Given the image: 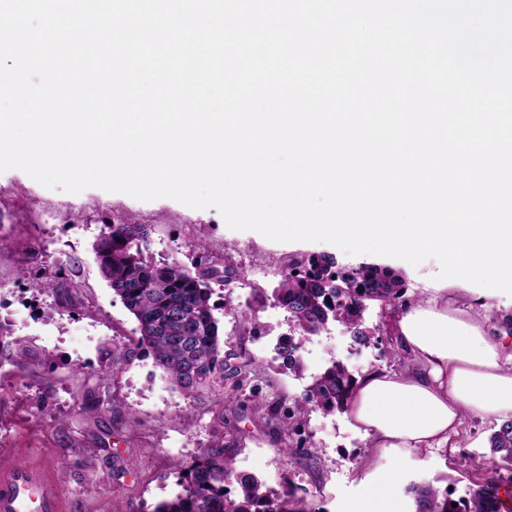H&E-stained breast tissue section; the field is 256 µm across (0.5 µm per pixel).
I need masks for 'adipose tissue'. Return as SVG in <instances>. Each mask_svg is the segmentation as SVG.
Wrapping results in <instances>:
<instances>
[{
	"instance_id": "obj_1",
	"label": "adipose tissue",
	"mask_w": 512,
	"mask_h": 512,
	"mask_svg": "<svg viewBox=\"0 0 512 512\" xmlns=\"http://www.w3.org/2000/svg\"><path fill=\"white\" fill-rule=\"evenodd\" d=\"M389 325L402 368L364 371L347 404L350 426L373 448L361 479L372 512H391L377 481L379 462L450 446L470 416L512 420V353L484 317L442 294L405 301Z\"/></svg>"
}]
</instances>
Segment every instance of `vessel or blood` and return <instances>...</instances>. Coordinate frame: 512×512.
<instances>
[{
  "label": "vessel or blood",
  "mask_w": 512,
  "mask_h": 512,
  "mask_svg": "<svg viewBox=\"0 0 512 512\" xmlns=\"http://www.w3.org/2000/svg\"><path fill=\"white\" fill-rule=\"evenodd\" d=\"M62 494L44 468L24 465L0 475V512H62Z\"/></svg>",
  "instance_id": "obj_1"
}]
</instances>
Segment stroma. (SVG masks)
Here are the masks:
<instances>
[{"label":"stroma","instance_id":"stroma-1","mask_svg":"<svg viewBox=\"0 0 512 512\" xmlns=\"http://www.w3.org/2000/svg\"><path fill=\"white\" fill-rule=\"evenodd\" d=\"M147 224L141 250L154 263H226L240 268L230 283L213 282V299L231 296L246 304L255 291L267 301L257 317L259 332L244 329L231 312L216 311L224 340V379L193 394L177 389L138 356L113 366L116 346L137 337V322L104 280L96 241L109 225ZM0 316L11 320L14 340L28 346L23 359L0 355V471L17 464L43 465L65 500V512H151L172 498L181 473L205 448L220 445L237 472L274 489H296L292 512H369L359 475L370 441L354 431L345 412L309 410L299 424L285 422L288 410L313 379L335 360L354 375L369 368L400 365L388 311L368 304L361 328L368 344L354 342L345 325L329 322L307 337L299 351L300 371L281 367L275 346L294 333L288 313L274 300L292 256H333L337 270L375 263L403 280L406 299L429 296L436 260L419 265L389 257L349 255L325 242H275L254 231L229 229L213 208L193 209L175 200L140 201L122 193L88 188L78 194L48 189L25 172L0 173ZM51 240L54 254L38 274L28 271L31 248ZM68 290L57 301L42 284ZM449 295L473 313L498 323L512 316V296L482 287H459ZM494 422L468 417L456 448L392 463L387 495L397 512H412L406 491L428 481L440 497L464 500L474 482L496 470L489 438Z\"/></svg>","mask_w":512,"mask_h":512}]
</instances>
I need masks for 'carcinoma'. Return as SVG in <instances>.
<instances>
[{"label": "carcinoma", "instance_id": "obj_1", "mask_svg": "<svg viewBox=\"0 0 512 512\" xmlns=\"http://www.w3.org/2000/svg\"><path fill=\"white\" fill-rule=\"evenodd\" d=\"M149 235L147 224H112L96 244L101 272L113 292L137 322L139 336L117 349L116 360L130 361L143 353L182 390L191 393L224 379V340L214 315L209 282L220 276L228 283L238 275L226 266L219 270L201 264L156 265L146 260L139 243ZM329 255L292 257L288 273L274 295L288 311L290 320L303 333L314 335L331 321L351 326L356 341L365 343L361 329L362 303L383 306L401 303L404 289L398 276L385 267L360 265L344 272L334 270ZM298 345L286 335L276 345L277 358L288 370L299 367ZM355 376L334 362L307 387L293 413L286 419L300 420L310 408L332 412L345 408ZM491 450L503 467H512V421L491 435ZM237 485L239 500L227 498L226 486ZM180 491L158 503L153 512H291L288 503L295 489L274 493L253 475L236 472L224 448L204 449L180 475ZM500 485L488 480L472 490L464 508L452 507L430 483L407 488L413 512H500Z\"/></svg>", "mask_w": 512, "mask_h": 512}]
</instances>
